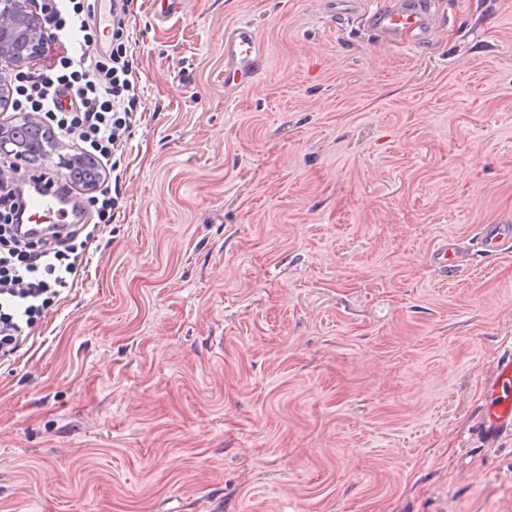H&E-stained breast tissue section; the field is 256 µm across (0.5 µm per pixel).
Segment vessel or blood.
Returning a JSON list of instances; mask_svg holds the SVG:
<instances>
[{"label":"vessel or blood","mask_w":512,"mask_h":512,"mask_svg":"<svg viewBox=\"0 0 512 512\" xmlns=\"http://www.w3.org/2000/svg\"><path fill=\"white\" fill-rule=\"evenodd\" d=\"M433 19L430 0H406L399 6L389 4L387 0L386 4L375 7L370 15L376 31L411 48L423 43ZM264 64V47L254 24L247 21L235 25L224 37L225 87L233 92L249 89L260 76ZM66 195V190L58 185L28 195L26 208L32 220L27 227L29 234L41 237L50 233V226L42 225V217L67 221L68 213L62 208ZM479 432L488 444L512 434V400L498 399L481 422Z\"/></svg>","instance_id":"obj_1"}]
</instances>
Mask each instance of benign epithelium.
<instances>
[{"instance_id":"obj_1","label":"benign epithelium","mask_w":512,"mask_h":512,"mask_svg":"<svg viewBox=\"0 0 512 512\" xmlns=\"http://www.w3.org/2000/svg\"><path fill=\"white\" fill-rule=\"evenodd\" d=\"M44 41L37 0H0V70L31 61ZM55 141V135L33 116L0 119V152L10 150L26 164L48 155Z\"/></svg>"}]
</instances>
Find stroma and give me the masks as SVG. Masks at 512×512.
<instances>
[{
    "instance_id": "obj_1",
    "label": "stroma",
    "mask_w": 512,
    "mask_h": 512,
    "mask_svg": "<svg viewBox=\"0 0 512 512\" xmlns=\"http://www.w3.org/2000/svg\"><path fill=\"white\" fill-rule=\"evenodd\" d=\"M125 13L114 219L0 362V512H512L477 434L512 349V0L409 50L336 0ZM266 64L224 90V36ZM453 240L459 267L434 252Z\"/></svg>"
}]
</instances>
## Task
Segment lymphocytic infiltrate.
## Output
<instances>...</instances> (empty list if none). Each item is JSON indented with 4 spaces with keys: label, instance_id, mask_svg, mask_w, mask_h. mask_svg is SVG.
<instances>
[{
    "label": "lymphocytic infiltrate",
    "instance_id": "f902f5d3",
    "mask_svg": "<svg viewBox=\"0 0 512 512\" xmlns=\"http://www.w3.org/2000/svg\"><path fill=\"white\" fill-rule=\"evenodd\" d=\"M45 24L54 30L47 65L21 75L6 105L39 114L77 157L111 175L121 165L124 135L136 120L140 83L126 44L100 56V28L84 15L83 0H43ZM23 195L0 182V359L31 338L46 305L77 282L88 243L75 229L32 239L22 233Z\"/></svg>",
    "mask_w": 512,
    "mask_h": 512
}]
</instances>
